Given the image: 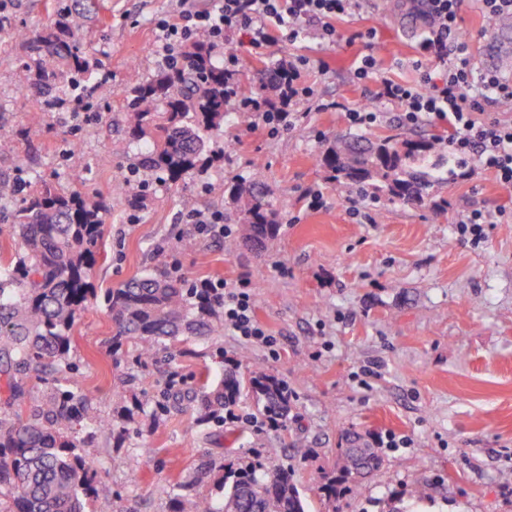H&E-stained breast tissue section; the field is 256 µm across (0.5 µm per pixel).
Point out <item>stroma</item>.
I'll use <instances>...</instances> for the list:
<instances>
[{"instance_id":"stroma-1","label":"stroma","mask_w":512,"mask_h":512,"mask_svg":"<svg viewBox=\"0 0 512 512\" xmlns=\"http://www.w3.org/2000/svg\"><path fill=\"white\" fill-rule=\"evenodd\" d=\"M97 2L107 22L86 34L100 72L91 82L95 112L48 110L45 96L30 88L23 51L8 29L0 30V135L15 141L14 151L0 156V173L68 191L69 170L88 167L87 192L110 206L95 288L167 274L175 263L190 281L246 278L254 285V315L275 344L241 342L218 324L141 368L131 354L113 350L115 326L104 302L82 313L71 350L78 369L59 379L88 394L111 423L78 434L80 447L102 467L89 512H170L175 481L191 479L203 463L255 457L274 439L307 512H387L395 498L403 512H512V188L474 163L438 185L433 206L351 201L317 164L336 134L349 132L346 111L362 105L379 110L381 119L359 135L448 138L445 126L400 125L397 108L376 99L375 83L353 76L354 59L370 53L392 79L417 80L412 61L423 24L411 0L389 14L369 0L355 17L337 21L341 38L333 44L309 34L261 55L237 39L216 47V63L226 50L237 54L240 89L253 97L265 92L263 66L308 57L301 80L314 94L294 102L297 121L276 137L229 120L207 133L201 160L184 182L154 178L145 191L129 183L126 196H145L135 210L112 182L148 144L131 139L133 116L117 90L160 69L157 22L176 2ZM460 25L475 67L484 69L496 30L470 5ZM371 29L372 41L347 43L351 33ZM322 61L327 70L319 69ZM258 156L282 227L266 251L241 242L228 254L224 239L196 233L186 217L204 209L232 214L230 198L213 188L250 178ZM315 189L324 198L312 210L307 193ZM473 209L494 217L477 246L458 240L453 226L457 213ZM364 365L377 373L366 387L352 379ZM230 369L283 378L292 394L287 420L268 427L252 400L241 401L235 411L248 418L250 435L238 443L232 422H199L198 405L180 414L156 409L169 387L186 389L203 371L218 379ZM352 432L379 440L392 434L411 445L381 448L378 470L328 495L336 456ZM417 485L426 491L420 502L408 498Z\"/></svg>"}]
</instances>
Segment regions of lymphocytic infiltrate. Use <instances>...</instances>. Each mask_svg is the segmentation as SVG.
I'll return each mask as SVG.
<instances>
[{"label": "lymphocytic infiltrate", "instance_id": "lymphocytic-infiltrate-1", "mask_svg": "<svg viewBox=\"0 0 512 512\" xmlns=\"http://www.w3.org/2000/svg\"><path fill=\"white\" fill-rule=\"evenodd\" d=\"M465 1L415 0L426 25L412 63L420 74L415 83L387 78L379 60L370 54L356 59L354 73L358 79L377 83L378 99L397 106L400 123L448 125L452 131L448 152L454 161L490 169L502 186L511 188L512 116L495 114L494 109L503 100L512 101V84L503 82L495 72H476L469 40L459 23ZM360 7L361 0H207L202 7L197 0H177L174 13L158 22V51L165 64H178L180 46L202 35L214 44L239 36L259 53L279 42H296L308 28L333 42L339 36L337 20L354 16ZM238 64L234 52H225L227 94L235 111L256 113L270 135L293 126L291 103L313 93L311 87L298 82L305 59L281 66L279 104L274 108L239 94ZM198 285L220 299L224 323L234 335L248 343L273 346V338L254 316L251 281L204 278Z\"/></svg>", "mask_w": 512, "mask_h": 512}]
</instances>
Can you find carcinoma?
<instances>
[{"label":"carcinoma","instance_id":"obj_1","mask_svg":"<svg viewBox=\"0 0 512 512\" xmlns=\"http://www.w3.org/2000/svg\"><path fill=\"white\" fill-rule=\"evenodd\" d=\"M97 15L96 0H54L53 19L31 38L16 28L12 39L35 61L36 88L84 89L91 66L84 38ZM204 37L180 50L183 63L161 68L152 78L119 94L134 114L130 135L147 138L151 151L141 165L177 183L196 168L206 132L224 124L229 102L224 68L211 58ZM439 142L398 135L375 141L338 135L320 156L336 185L369 190L388 201L421 203L441 183L448 158L432 165ZM236 207L243 238L260 244L280 230L279 209L265 199L257 183L219 185ZM0 200L12 203L0 224L23 242L24 251L9 264L0 262V380L6 397L0 411V512H85L84 499L98 493L95 459L84 454L67 432L97 421L91 400L72 390H52L42 401L26 405L23 380L57 365L74 369L72 332L82 312L97 300L90 281L108 215L107 204L78 189L60 190L48 182L21 188L0 176ZM116 324L112 347L127 348L140 366L155 361L182 336H203L224 320L221 303L192 285L167 275L146 274L104 294ZM201 419L224 422V413L240 397L250 396L265 417L284 420L290 410L288 385L276 375L244 377L227 372L214 383L200 374ZM281 449L218 470L206 464L199 479L211 478L218 497L190 493V482L171 486V512H305L291 467ZM382 458L358 434L347 439L337 459L338 482L356 484L379 468ZM336 482V483H338ZM336 483L328 493L336 495Z\"/></svg>","mask_w":512,"mask_h":512}]
</instances>
